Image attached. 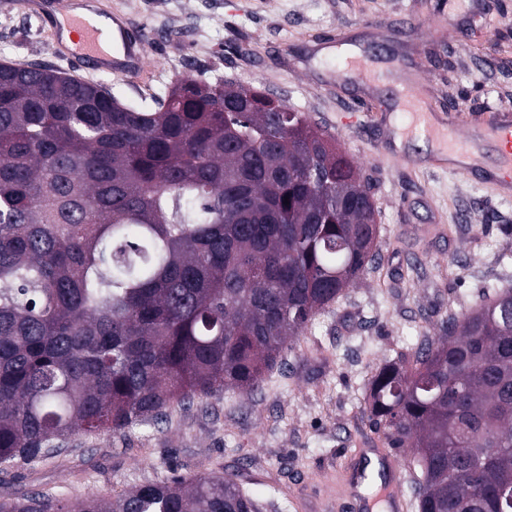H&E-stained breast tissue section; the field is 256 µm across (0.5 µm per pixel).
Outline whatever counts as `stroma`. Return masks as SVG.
Returning <instances> with one entry per match:
<instances>
[{
    "instance_id": "stroma-1",
    "label": "stroma",
    "mask_w": 512,
    "mask_h": 512,
    "mask_svg": "<svg viewBox=\"0 0 512 512\" xmlns=\"http://www.w3.org/2000/svg\"><path fill=\"white\" fill-rule=\"evenodd\" d=\"M147 32L151 88L185 78L234 80L305 112L336 139L371 185L380 261L332 308L320 312L250 395L217 392L167 418L112 432L73 435L53 458L0 471V500L20 490L77 506L115 500L132 487L177 476L238 471L259 512H326L340 471L378 435L367 412L376 369L432 335L449 315L473 310L483 290L511 282L512 196L481 180L435 172L425 146L409 164L383 156L394 95L352 82L324 91L336 57L312 49L331 30L347 46L419 79L439 112L465 103L473 120L489 101L512 104V0H486L488 19L462 15L465 42L448 38V0H109ZM284 51L287 61L275 60ZM50 64L39 17L0 0V63ZM358 113L354 125L343 124Z\"/></svg>"
}]
</instances>
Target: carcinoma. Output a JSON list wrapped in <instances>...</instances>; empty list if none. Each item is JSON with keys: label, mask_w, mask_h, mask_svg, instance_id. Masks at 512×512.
<instances>
[{"label": "carcinoma", "mask_w": 512, "mask_h": 512, "mask_svg": "<svg viewBox=\"0 0 512 512\" xmlns=\"http://www.w3.org/2000/svg\"><path fill=\"white\" fill-rule=\"evenodd\" d=\"M289 204H284V198ZM370 187L305 113L230 80L125 104L0 64V466L261 387L379 259ZM369 382L410 447L415 512H512V287ZM257 512L237 474L147 483L75 512ZM0 512H69L25 493Z\"/></svg>", "instance_id": "carcinoma-1"}]
</instances>
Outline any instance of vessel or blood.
Instances as JSON below:
<instances>
[{
    "instance_id": "1",
    "label": "vessel or blood",
    "mask_w": 512,
    "mask_h": 512,
    "mask_svg": "<svg viewBox=\"0 0 512 512\" xmlns=\"http://www.w3.org/2000/svg\"><path fill=\"white\" fill-rule=\"evenodd\" d=\"M94 15L110 18L116 32L114 47H106L101 29L90 21ZM42 20L48 28L49 48L58 60L115 74L133 86L147 77L144 31L129 27L122 16L109 14L101 0H56L54 12L43 14ZM343 71L368 85L380 78L379 71L364 58H346ZM401 110L409 120L405 134L421 135L432 141L438 155L447 156V172L454 176L468 175L480 167L475 155L477 143L485 138L495 140L498 164L488 172L486 182L498 193H512V109L493 107L478 121L468 123L453 116L443 118L427 102L420 82L409 79L405 82ZM384 461L388 469L383 486L385 512H405L401 486L406 474L402 463L392 455L385 456Z\"/></svg>"
}]
</instances>
